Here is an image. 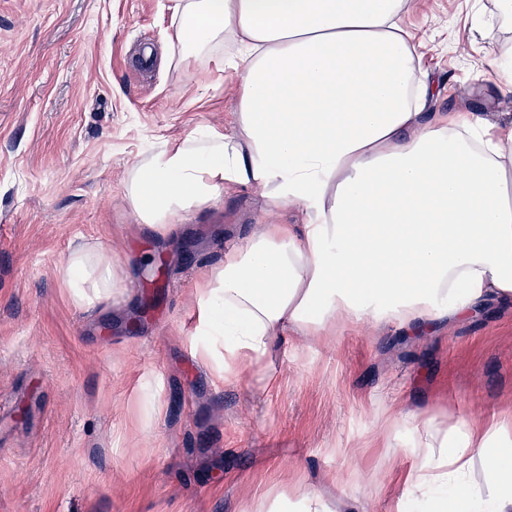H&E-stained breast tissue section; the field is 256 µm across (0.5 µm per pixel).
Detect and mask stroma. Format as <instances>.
<instances>
[{
  "instance_id": "1",
  "label": "stroma",
  "mask_w": 512,
  "mask_h": 512,
  "mask_svg": "<svg viewBox=\"0 0 512 512\" xmlns=\"http://www.w3.org/2000/svg\"><path fill=\"white\" fill-rule=\"evenodd\" d=\"M174 0H0V512H244L286 481L394 512L413 455L383 414L479 420L512 400V301L410 333L341 323L279 344L269 369L216 385L195 356L196 283L258 224H303L226 188L154 236L127 202L140 155L234 128L224 53L168 63ZM492 0H416L405 23L434 112L512 122L489 66L512 30L472 27ZM124 264L126 302L75 308L79 243Z\"/></svg>"
}]
</instances>
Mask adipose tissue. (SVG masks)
<instances>
[{
  "label": "adipose tissue",
  "mask_w": 512,
  "mask_h": 512,
  "mask_svg": "<svg viewBox=\"0 0 512 512\" xmlns=\"http://www.w3.org/2000/svg\"><path fill=\"white\" fill-rule=\"evenodd\" d=\"M408 0H175L169 62L239 48L233 133L163 143L126 173L125 198L166 237L226 187L261 188L304 224H262L198 283L195 353L237 383L279 343L335 335L338 320L404 329L512 300V125L435 115L403 25ZM126 270L90 244L68 254L75 307L122 294ZM415 512H512V409L467 422L399 411ZM249 512H367L315 488L265 493Z\"/></svg>",
  "instance_id": "1"
}]
</instances>
